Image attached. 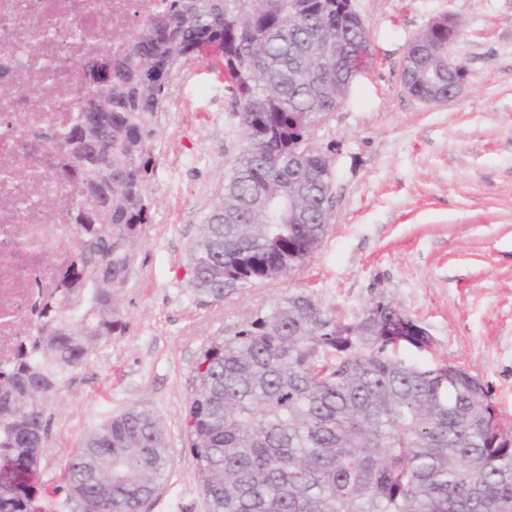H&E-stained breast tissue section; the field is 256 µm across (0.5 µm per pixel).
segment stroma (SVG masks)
I'll return each mask as SVG.
<instances>
[{
  "label": "stroma",
  "mask_w": 512,
  "mask_h": 512,
  "mask_svg": "<svg viewBox=\"0 0 512 512\" xmlns=\"http://www.w3.org/2000/svg\"><path fill=\"white\" fill-rule=\"evenodd\" d=\"M373 59L314 139L330 146V230L278 283L198 305L187 255L224 173L244 150L226 82L199 59L167 89L149 185L151 222L121 291L124 334L103 340L55 397L37 512H76L63 464L112 415L134 407L161 423L169 477L142 512H208L188 450L187 382L202 347L282 294L303 290L336 320L385 299L423 327L421 367L464 369L488 389L512 434V0H352ZM456 20L461 92L426 105L401 64L434 19Z\"/></svg>",
  "instance_id": "obj_1"
}]
</instances>
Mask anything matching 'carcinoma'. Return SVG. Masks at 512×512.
<instances>
[{
    "mask_svg": "<svg viewBox=\"0 0 512 512\" xmlns=\"http://www.w3.org/2000/svg\"><path fill=\"white\" fill-rule=\"evenodd\" d=\"M413 42L406 91L424 94L430 71L448 93V28L429 26ZM320 43L333 53L315 58ZM102 49L72 70L82 84L111 72L100 94L112 111L97 132L109 161L84 167L75 149L89 105L80 86L60 163L75 190L42 205L71 211L81 246L35 341L0 368V512H30L49 403L126 328L120 294L151 221L159 119L182 62L207 50L220 57L247 146L189 250L187 289L208 306L278 282L276 256L292 273L322 245L333 171L314 129L372 57L351 0H165L120 50L110 31ZM400 315L412 321L380 299L338 321L290 292L207 342L188 379L185 428L209 512H512V436L489 391L461 368L403 359L399 349L425 337L381 335ZM170 468L158 421L128 408L68 457L65 489L94 501V512H140Z\"/></svg>",
    "mask_w": 512,
    "mask_h": 512,
    "instance_id": "1",
    "label": "carcinoma"
}]
</instances>
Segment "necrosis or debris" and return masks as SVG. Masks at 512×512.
<instances>
[{
	"mask_svg": "<svg viewBox=\"0 0 512 512\" xmlns=\"http://www.w3.org/2000/svg\"><path fill=\"white\" fill-rule=\"evenodd\" d=\"M163 0H0V85L16 90L0 98V366L12 363L33 340L42 297L57 294L58 271L79 238L66 211H43L42 197L59 194L57 145L76 109L72 60L97 55L107 16L112 45L141 25Z\"/></svg>",
	"mask_w": 512,
	"mask_h": 512,
	"instance_id": "necrosis-or-debris-1",
	"label": "necrosis or debris"
}]
</instances>
